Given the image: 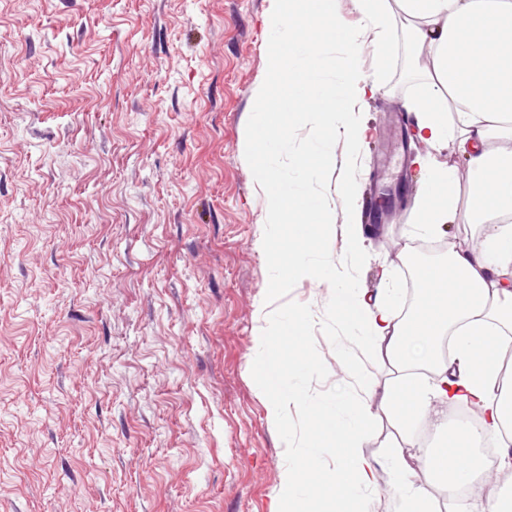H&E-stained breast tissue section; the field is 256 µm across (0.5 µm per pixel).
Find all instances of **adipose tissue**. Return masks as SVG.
<instances>
[{
    "label": "adipose tissue",
    "mask_w": 512,
    "mask_h": 512,
    "mask_svg": "<svg viewBox=\"0 0 512 512\" xmlns=\"http://www.w3.org/2000/svg\"><path fill=\"white\" fill-rule=\"evenodd\" d=\"M270 20L290 19L272 34L267 79L253 91L260 104L246 130L241 158L255 165L267 232L262 246L279 278L289 283L317 278L337 284L336 320L348 337L377 347L395 372L380 404L398 428L412 433L437 408L463 407L466 421L448 428L449 446L420 448L397 464L394 483L402 512H438L432 497L412 480L414 465L434 473L445 489L486 485L492 471L512 468V0H396L409 20L408 37L423 51L427 90L403 101L415 118L417 137L430 147L457 144L472 175L470 204L458 205L453 173L433 165L414 206V235L443 236L452 224H481L477 244L449 250L446 260L423 265L415 303L396 318L397 289L379 297L345 287L335 264L295 254L296 242L328 235L334 206L323 195V175L336 165V137L358 142L363 130L351 116L373 89L359 68L360 32L340 13L338 0H270ZM309 125L306 150L294 158L298 173L287 182L276 157L283 122ZM256 351L248 369L274 428L288 425L296 407L312 423L294 457L284 464L270 512H365L361 493L377 463L363 452L370 390L357 380L348 400L317 399L279 377L283 342L300 357L299 375L314 368L304 342L312 315L285 312L263 302L258 309ZM499 437L503 449L490 458L475 444ZM329 453L334 468L307 487L304 464Z\"/></svg>",
    "instance_id": "adipose-tissue-1"
}]
</instances>
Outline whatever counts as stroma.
Returning <instances> with one entry per match:
<instances>
[{"label": "stroma", "instance_id": "35a3bbf8", "mask_svg": "<svg viewBox=\"0 0 512 512\" xmlns=\"http://www.w3.org/2000/svg\"><path fill=\"white\" fill-rule=\"evenodd\" d=\"M270 0H0V512H269L307 419L270 427L247 366L275 278L262 199L240 157L267 76ZM378 90L338 140L332 237L312 244L373 293L406 290L426 163L405 96L427 82L398 9ZM351 180L356 202L340 194ZM371 225L350 252L340 231ZM311 311L313 396L383 383L377 350L343 340L336 288L292 284ZM352 352L343 373L337 342Z\"/></svg>", "mask_w": 512, "mask_h": 512}]
</instances>
